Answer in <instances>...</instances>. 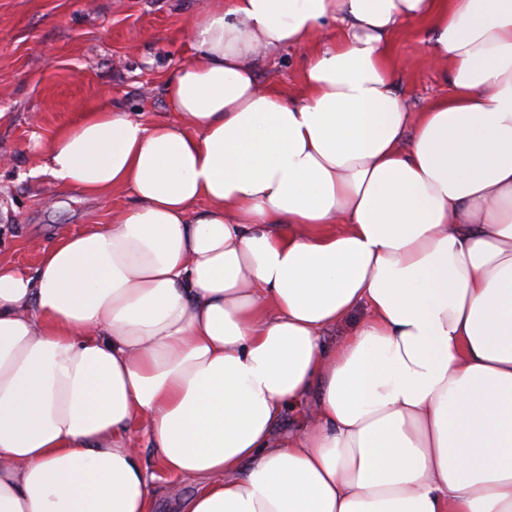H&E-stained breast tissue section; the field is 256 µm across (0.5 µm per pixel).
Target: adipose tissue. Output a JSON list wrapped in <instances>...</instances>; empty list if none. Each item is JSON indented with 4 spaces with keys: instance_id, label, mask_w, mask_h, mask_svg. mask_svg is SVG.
I'll list each match as a JSON object with an SVG mask.
<instances>
[{
    "instance_id": "obj_1",
    "label": "adipose tissue",
    "mask_w": 512,
    "mask_h": 512,
    "mask_svg": "<svg viewBox=\"0 0 512 512\" xmlns=\"http://www.w3.org/2000/svg\"><path fill=\"white\" fill-rule=\"evenodd\" d=\"M403 20L451 87L418 112ZM190 38L179 122L96 105L43 149L133 202L0 259V512H149L136 422L180 512H512V0H210ZM289 47L292 96L258 77Z\"/></svg>"
}]
</instances>
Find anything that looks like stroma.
<instances>
[{"label":"stroma","mask_w":512,"mask_h":512,"mask_svg":"<svg viewBox=\"0 0 512 512\" xmlns=\"http://www.w3.org/2000/svg\"><path fill=\"white\" fill-rule=\"evenodd\" d=\"M208 0H0V258L35 268L41 250L60 231L109 223L130 205L127 193L98 202L37 172L41 149L86 104L120 107L147 124L178 122L162 94L174 65L190 56L188 31ZM428 25L404 23L391 54L412 57L400 91L411 107L426 108L448 93L447 76L423 43ZM302 49L267 59L260 77L284 93L300 86ZM131 437L154 479L152 512H177L196 490L156 465L143 426Z\"/></svg>","instance_id":"35a3bbf8"}]
</instances>
